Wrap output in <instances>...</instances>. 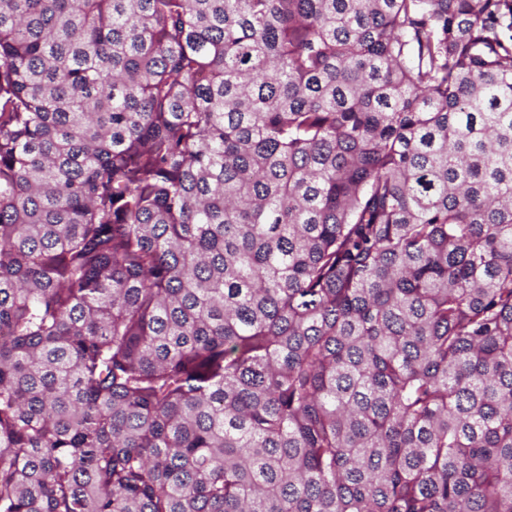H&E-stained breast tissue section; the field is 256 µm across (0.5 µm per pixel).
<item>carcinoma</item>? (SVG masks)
Returning <instances> with one entry per match:
<instances>
[{
	"label": "carcinoma",
	"mask_w": 512,
	"mask_h": 512,
	"mask_svg": "<svg viewBox=\"0 0 512 512\" xmlns=\"http://www.w3.org/2000/svg\"><path fill=\"white\" fill-rule=\"evenodd\" d=\"M0 512H512V0H0Z\"/></svg>",
	"instance_id": "carcinoma-1"
}]
</instances>
